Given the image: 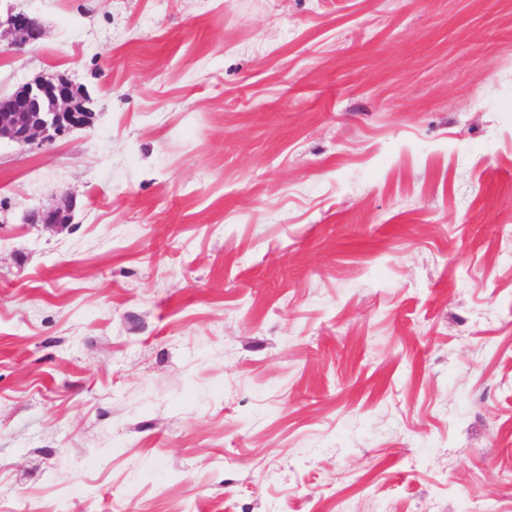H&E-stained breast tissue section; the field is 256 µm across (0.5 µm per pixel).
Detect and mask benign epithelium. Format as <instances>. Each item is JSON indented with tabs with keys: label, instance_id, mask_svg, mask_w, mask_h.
<instances>
[{
	"label": "benign epithelium",
	"instance_id": "obj_1",
	"mask_svg": "<svg viewBox=\"0 0 512 512\" xmlns=\"http://www.w3.org/2000/svg\"><path fill=\"white\" fill-rule=\"evenodd\" d=\"M10 36L11 45L22 51L42 41L46 29L33 15L9 12L0 16V36ZM83 87L63 74L37 77L13 93L0 95V141L19 146L50 147L57 138L90 126L95 112ZM73 201L65 197L61 206L34 211L26 220L40 224H69Z\"/></svg>",
	"mask_w": 512,
	"mask_h": 512
}]
</instances>
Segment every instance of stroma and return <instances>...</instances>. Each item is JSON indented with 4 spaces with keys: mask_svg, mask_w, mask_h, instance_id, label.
Listing matches in <instances>:
<instances>
[{
    "mask_svg": "<svg viewBox=\"0 0 512 512\" xmlns=\"http://www.w3.org/2000/svg\"><path fill=\"white\" fill-rule=\"evenodd\" d=\"M0 6V512H512V0ZM4 27L6 29L2 32ZM3 33L10 36L11 45L21 52L27 46L42 41L46 36V29L36 16L24 12H8L3 17L0 13V38ZM90 103L86 89L63 74L37 77L0 95V142L50 147L57 138L93 123ZM73 201L68 194H65V203L63 206H56L40 211H34L27 215L26 221L40 224H69L71 223V211Z\"/></svg>",
    "mask_w": 512,
    "mask_h": 512,
    "instance_id": "35a3bbf8",
    "label": "stroma"
}]
</instances>
